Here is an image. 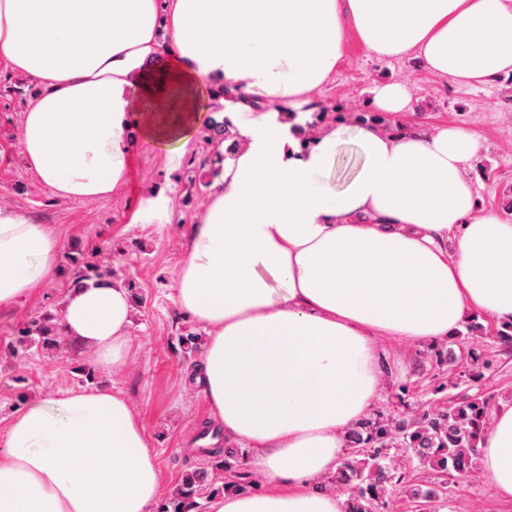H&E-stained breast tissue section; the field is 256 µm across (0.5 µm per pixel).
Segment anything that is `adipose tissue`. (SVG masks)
<instances>
[{
    "label": "adipose tissue",
    "mask_w": 512,
    "mask_h": 512,
    "mask_svg": "<svg viewBox=\"0 0 512 512\" xmlns=\"http://www.w3.org/2000/svg\"><path fill=\"white\" fill-rule=\"evenodd\" d=\"M349 31L462 84L512 74V0H0V63L36 88L24 159L57 197L127 185L133 139L189 151L200 90H230L213 118H231L237 146L175 302L208 334L212 414L275 488L209 512H344L319 481L378 395L375 336L434 340L468 311L512 322V223L477 212L474 137L362 126L361 169L332 186L339 131L307 128L305 108ZM61 251L49 225L0 208V310L50 280ZM132 312L112 278L61 299L64 335L108 370L128 358ZM482 448V476L512 498V402ZM159 487L140 418L107 388L23 409L0 442V512H152Z\"/></svg>",
    "instance_id": "1"
}]
</instances>
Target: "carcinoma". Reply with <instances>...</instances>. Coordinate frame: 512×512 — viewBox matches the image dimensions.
Wrapping results in <instances>:
<instances>
[{"mask_svg": "<svg viewBox=\"0 0 512 512\" xmlns=\"http://www.w3.org/2000/svg\"><path fill=\"white\" fill-rule=\"evenodd\" d=\"M223 160L222 155L203 153L190 157L189 163L199 172L203 185L209 186L220 175ZM77 262L78 284L109 274L93 256L82 255ZM57 319L58 314L51 312L29 319L18 330V343L47 352L61 350L64 336ZM480 331L481 326L472 321L466 331L449 336L448 347L431 350L433 377L438 380L433 393H448V407L429 408L403 419L371 413L346 431L345 457L325 481L326 486L348 494L346 512H379L395 495L412 502L443 500V483H416L412 475L417 470L440 477L454 472L461 479L475 475L491 396L477 391L458 398L453 391L466 382L480 381L492 361L471 350L467 369L459 373V355L452 346L473 342ZM213 485L208 471L188 472L175 490L161 497L156 512H191L214 491Z\"/></svg>", "mask_w": 512, "mask_h": 512, "instance_id": "obj_1", "label": "carcinoma"}]
</instances>
